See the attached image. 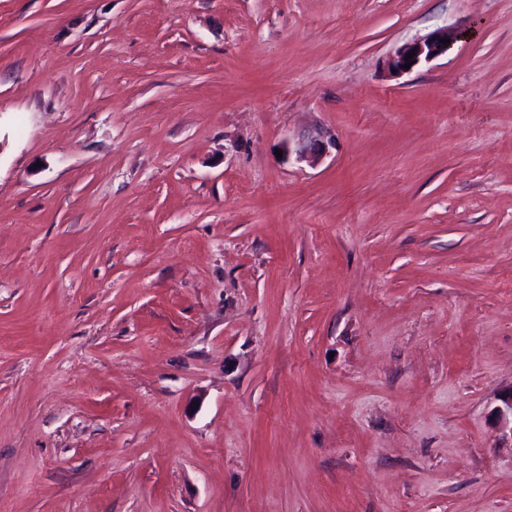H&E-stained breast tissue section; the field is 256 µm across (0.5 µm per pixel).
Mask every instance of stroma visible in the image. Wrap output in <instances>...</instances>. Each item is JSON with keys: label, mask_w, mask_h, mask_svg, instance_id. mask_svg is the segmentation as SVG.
I'll return each mask as SVG.
<instances>
[{"label": "stroma", "mask_w": 512, "mask_h": 512, "mask_svg": "<svg viewBox=\"0 0 512 512\" xmlns=\"http://www.w3.org/2000/svg\"><path fill=\"white\" fill-rule=\"evenodd\" d=\"M511 390L512 0H0V512H512ZM459 34L461 32H457L456 28L446 25L437 28L423 37L414 38L402 45L388 59L387 68L390 73L396 76L407 74L423 61L427 62L446 54L450 45L458 38ZM440 39H450V44L442 43ZM413 52H416V55L410 61H414V64L409 69H404L403 65L407 63L406 57L408 53L412 54ZM392 69H395L396 73H393Z\"/></svg>", "instance_id": "stroma-1"}]
</instances>
